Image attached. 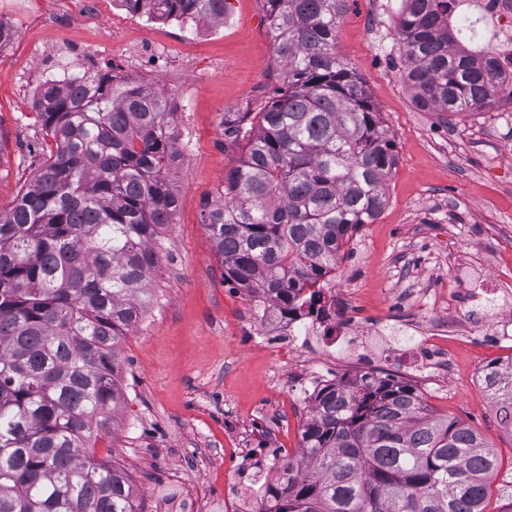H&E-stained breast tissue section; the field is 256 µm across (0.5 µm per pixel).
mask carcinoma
Wrapping results in <instances>:
<instances>
[{
	"mask_svg": "<svg viewBox=\"0 0 512 512\" xmlns=\"http://www.w3.org/2000/svg\"><path fill=\"white\" fill-rule=\"evenodd\" d=\"M155 20L224 21L225 0H120ZM284 88L256 113L224 202L202 224L224 282L290 313L300 287L386 202L389 131L337 53L348 0H261ZM457 0H403L397 36L415 106L462 115L496 103L501 74L470 42ZM54 149L0 214V512H142L127 472L90 445L122 405L117 346L150 304L177 137L161 94L92 73L35 101ZM247 112L224 114L238 138ZM481 381L512 431V358ZM488 439L434 412L407 381L366 373L321 387L301 453L257 512H485Z\"/></svg>",
	"mask_w": 512,
	"mask_h": 512,
	"instance_id": "carcinoma-1",
	"label": "carcinoma"
}]
</instances>
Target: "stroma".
I'll return each mask as SVG.
<instances>
[{"label":"stroma","instance_id":"obj_1","mask_svg":"<svg viewBox=\"0 0 512 512\" xmlns=\"http://www.w3.org/2000/svg\"><path fill=\"white\" fill-rule=\"evenodd\" d=\"M223 24L161 21L119 0H18V34L0 54V212L47 159L32 99L52 68L121 73L163 93L180 142L171 187L179 208L163 232L154 304L120 345L125 400L118 427L95 442L129 474L144 512H233L241 491L296 455L307 420L300 364L284 365L250 334L253 298L225 283L202 223L246 137L224 135L228 112H259L283 85L261 0H226ZM402 0H348L336 48L362 79L390 130L397 164L387 202L355 232L337 266L336 302L372 322L401 325L393 339L401 378L419 341L406 324L458 308L440 287L451 252L472 267L512 269V121L495 109L443 120L419 110L396 40ZM81 46L82 60L51 45ZM448 373L418 390L437 413L485 435L498 459L486 512L512 507V432L499 423L480 376L512 344L442 337Z\"/></svg>","mask_w":512,"mask_h":512}]
</instances>
